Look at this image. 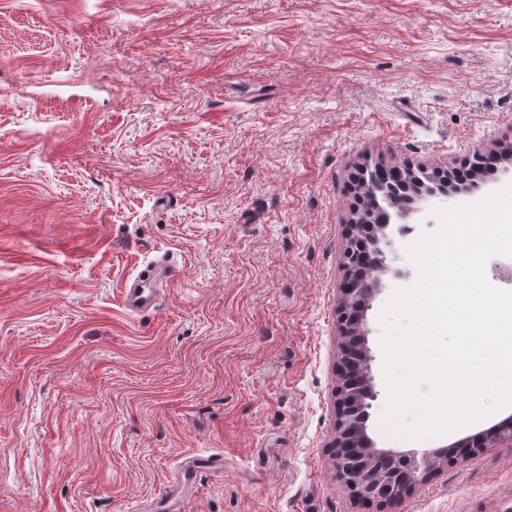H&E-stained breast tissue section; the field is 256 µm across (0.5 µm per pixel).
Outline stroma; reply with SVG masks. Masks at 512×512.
Listing matches in <instances>:
<instances>
[{
  "instance_id": "obj_1",
  "label": "stroma",
  "mask_w": 512,
  "mask_h": 512,
  "mask_svg": "<svg viewBox=\"0 0 512 512\" xmlns=\"http://www.w3.org/2000/svg\"><path fill=\"white\" fill-rule=\"evenodd\" d=\"M506 142L512 0H0V512H152L192 453L180 512H512L506 441L387 507L327 451L353 176ZM384 284L378 446L511 422L385 434ZM158 266L149 264L145 266L135 277L127 283L123 294L128 311L140 313L154 307L159 289L153 288L155 273ZM224 456L221 454H195L188 458L184 465L182 482H175L165 495V501L159 506L165 512H179L181 493L187 486L190 477L201 472L223 473Z\"/></svg>"
}]
</instances>
